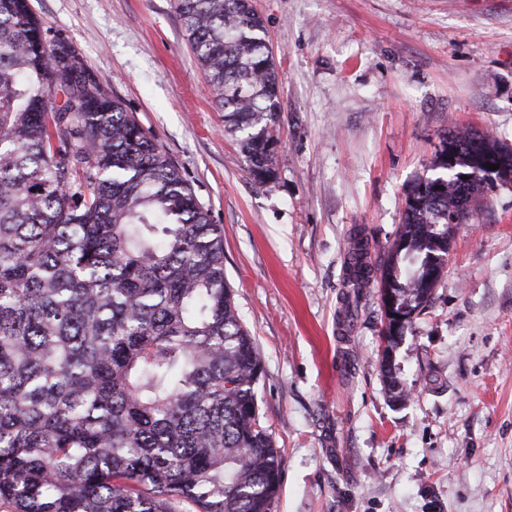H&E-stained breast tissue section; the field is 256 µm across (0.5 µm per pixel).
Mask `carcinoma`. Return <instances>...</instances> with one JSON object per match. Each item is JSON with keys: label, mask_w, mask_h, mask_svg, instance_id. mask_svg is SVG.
Listing matches in <instances>:
<instances>
[{"label": "carcinoma", "mask_w": 512, "mask_h": 512, "mask_svg": "<svg viewBox=\"0 0 512 512\" xmlns=\"http://www.w3.org/2000/svg\"><path fill=\"white\" fill-rule=\"evenodd\" d=\"M176 9L224 129L272 181L281 106L262 17L251 0ZM54 48L30 0H0V512H271L282 458L222 229L124 102ZM489 162L512 174V147L448 132L432 161L445 174L407 193L386 262L354 235L344 318L376 278L407 323L428 307ZM381 372L405 398L392 360Z\"/></svg>", "instance_id": "cac0c4a2"}]
</instances>
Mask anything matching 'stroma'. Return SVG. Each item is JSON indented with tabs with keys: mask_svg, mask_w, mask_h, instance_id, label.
I'll return each instance as SVG.
<instances>
[{
	"mask_svg": "<svg viewBox=\"0 0 512 512\" xmlns=\"http://www.w3.org/2000/svg\"><path fill=\"white\" fill-rule=\"evenodd\" d=\"M277 70V175L256 183L176 0H32L180 165L224 231V273L282 453L271 512H512V183L453 225L432 302L380 371L377 284L341 319L349 240L382 264L448 130L512 146V0H252Z\"/></svg>",
	"mask_w": 512,
	"mask_h": 512,
	"instance_id": "obj_1",
	"label": "stroma"
}]
</instances>
